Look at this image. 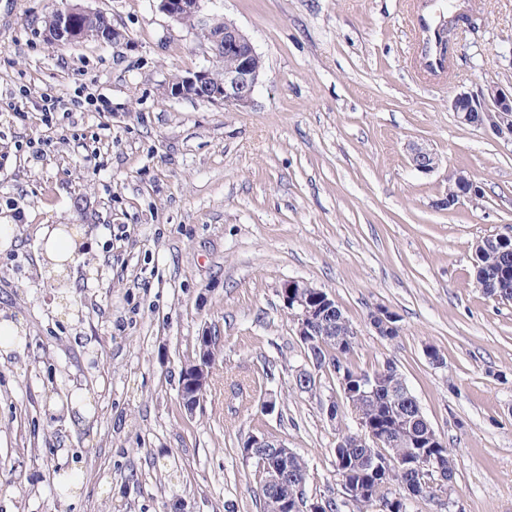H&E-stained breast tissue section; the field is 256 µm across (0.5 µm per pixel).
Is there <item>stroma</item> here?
Wrapping results in <instances>:
<instances>
[{"mask_svg":"<svg viewBox=\"0 0 512 512\" xmlns=\"http://www.w3.org/2000/svg\"><path fill=\"white\" fill-rule=\"evenodd\" d=\"M75 4L126 41L49 45L44 17ZM452 11L478 25L451 33L448 70H425ZM203 15L263 58L246 111L164 96L209 60L156 0H0V221L18 227L0 311L25 331L0 357V512H262L252 434L307 461L308 494L342 500L352 419H329L328 376L295 385L289 279L336 300L353 364H397L455 459L462 512H512V303L474 286L476 241L512 225V144L450 109L512 84V0H206ZM43 94L66 110L45 120ZM412 144L439 168H411ZM459 171L485 195L441 207ZM39 224L86 231L68 292L36 266ZM379 306L396 339L370 328ZM205 329L220 354L190 414L179 377ZM78 389L83 409L62 411Z\"/></svg>","mask_w":512,"mask_h":512,"instance_id":"1","label":"stroma"}]
</instances>
